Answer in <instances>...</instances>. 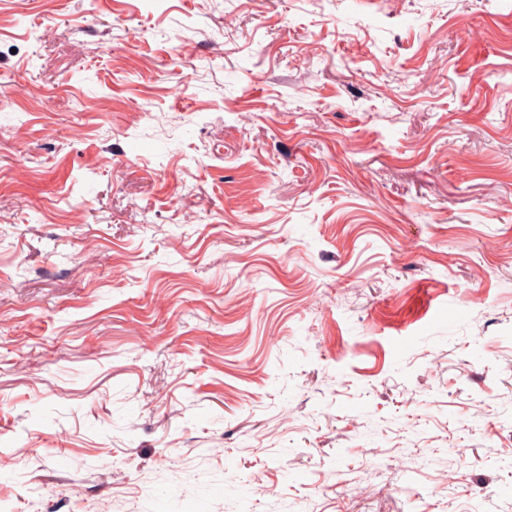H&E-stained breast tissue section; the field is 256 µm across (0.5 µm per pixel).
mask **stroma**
Masks as SVG:
<instances>
[{"mask_svg": "<svg viewBox=\"0 0 512 512\" xmlns=\"http://www.w3.org/2000/svg\"><path fill=\"white\" fill-rule=\"evenodd\" d=\"M0 457V512H512V0H0Z\"/></svg>", "mask_w": 512, "mask_h": 512, "instance_id": "stroma-1", "label": "stroma"}]
</instances>
